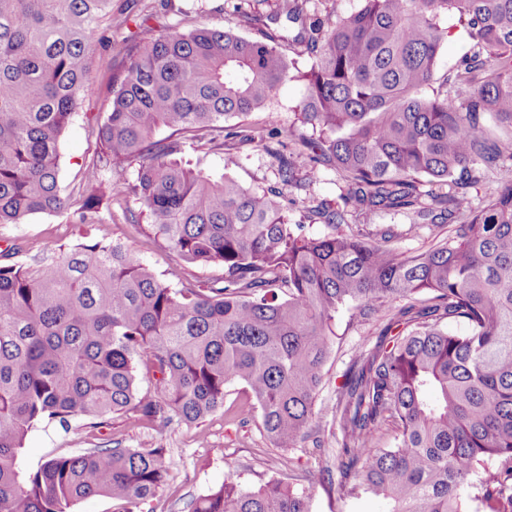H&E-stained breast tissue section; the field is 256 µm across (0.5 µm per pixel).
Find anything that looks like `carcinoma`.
<instances>
[{
  "instance_id": "cac0c4a2",
  "label": "carcinoma",
  "mask_w": 512,
  "mask_h": 512,
  "mask_svg": "<svg viewBox=\"0 0 512 512\" xmlns=\"http://www.w3.org/2000/svg\"><path fill=\"white\" fill-rule=\"evenodd\" d=\"M442 13L477 47L457 70L456 96L433 88ZM279 14L301 23L296 39L313 55L301 115L317 137L290 131L303 150L286 154L280 141L270 152L284 187H301L302 166H334L350 182L343 206H307L324 235L289 223L283 191L184 157L185 134L205 131L220 150L247 142L224 123L265 108L290 78L283 36L146 27L112 75L74 198L59 183V143L120 16L112 0H0V224L64 211L93 224L112 172L129 171L124 192L158 247L181 266L224 269L173 288L120 241H49L26 263L0 256V512H72L93 496L134 512L167 481L166 449L118 446L51 457L24 475L18 457L43 422L95 430L132 413L197 423L240 383L274 446L298 447L346 306L385 324L351 361L336 405L343 495L379 496L388 512H512V179L479 210L465 208L463 192L501 156L485 116L512 128V0H362L325 20L279 0ZM162 129L170 134L159 138ZM352 211L446 224L448 240L409 255L394 245V224L374 241L342 231ZM306 479L332 489L328 469ZM192 512L310 510L280 480L257 490L226 480Z\"/></svg>"
}]
</instances>
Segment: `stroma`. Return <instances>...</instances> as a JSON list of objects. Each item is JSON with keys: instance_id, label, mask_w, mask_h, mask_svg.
<instances>
[{"instance_id": "1", "label": "stroma", "mask_w": 512, "mask_h": 512, "mask_svg": "<svg viewBox=\"0 0 512 512\" xmlns=\"http://www.w3.org/2000/svg\"><path fill=\"white\" fill-rule=\"evenodd\" d=\"M276 9L277 0H129L126 21L113 25L97 47L87 78L85 102L75 113L61 142L59 181L62 189L68 193L79 190L84 166L96 149L90 119L106 112L112 74L125 60L128 50L143 37L144 23L155 27L176 24L189 29L204 20L211 26L251 38L256 30L248 23V16H274ZM439 25L445 33L435 74V81L440 84L454 78L461 60L471 54L473 42L454 17L441 15ZM273 26L290 38L287 54L294 72L308 70L312 59L304 46L294 40L297 24L282 17L275 18ZM304 96L303 81H288L279 88L266 110L235 120L237 131L251 137L250 142L241 145L234 159L233 175L241 184L265 189L280 187L275 158L264 145L253 141L252 136L270 130L279 134L291 130L307 134L300 112ZM347 190L348 184L339 170L321 168L314 181L300 189H288V217L291 222L306 223L305 207L309 200L335 202ZM139 212L138 201L120 193L113 195L111 203L103 205L100 221L88 228L72 223L66 213L35 215L22 224H0V251L18 247L15 259L24 262L38 255L51 240L71 245L85 236L105 244L119 239L171 287H180L189 274L201 281L222 277L223 268L219 265L183 270L173 257L143 235L139 225L132 223V216ZM306 225L313 234L328 231L322 223ZM381 327L378 321L356 320L349 308L337 313L333 325L337 339L325 363L323 383L315 403L317 428L299 447L287 450L274 447L247 392L242 385L233 384L227 388L223 409L196 424L174 419L150 425L127 416H116L110 424L94 431L86 429L79 420L73 421L66 432L52 426H38L27 435L21 468L23 472L32 473L51 457L78 455L112 441L124 448L161 447L168 451L172 462L170 479L138 512H187L190 501L207 494L229 477L250 489L273 479L283 481L306 493L310 512H387L386 502L372 494L344 500L334 490L308 489L301 479L304 470L333 464L337 448L334 412L344 382L343 374L365 343L375 342ZM317 444L323 447V454L314 453L313 447Z\"/></svg>"}]
</instances>
